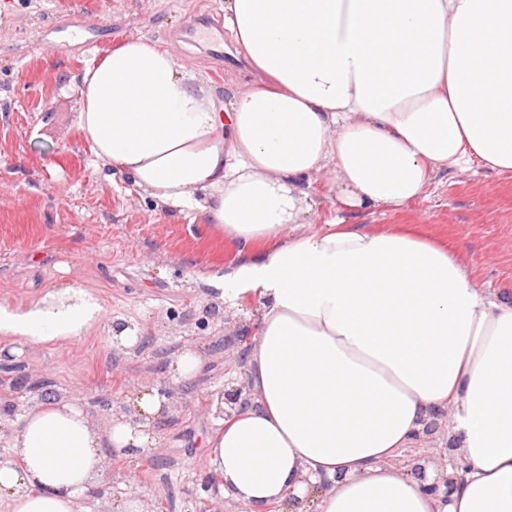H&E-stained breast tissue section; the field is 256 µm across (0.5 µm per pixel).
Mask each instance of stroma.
<instances>
[{"mask_svg": "<svg viewBox=\"0 0 512 512\" xmlns=\"http://www.w3.org/2000/svg\"><path fill=\"white\" fill-rule=\"evenodd\" d=\"M225 0H0V307L22 314L37 303H62L73 286L99 315L77 336L30 343L0 333L16 349L28 387L20 410L55 402L81 406L107 429L112 406L141 383L171 379L169 366L186 346L203 363L177 381L172 419L153 428L156 443L107 458L85 512H117L135 480L142 512H200L196 476L206 471L205 444L219 418L211 405L223 389H247V360L238 335L259 307L224 305V272L241 260L239 245L211 230L193 211L156 206L118 171L101 167L76 125L71 90L84 70L127 38L174 49L221 100L249 89L255 75L232 32L223 52L201 38ZM352 222L383 229L407 225L465 245L478 285L512 283V176L471 165L440 174L402 208L352 211ZM122 320L146 336L139 350L112 341Z\"/></svg>", "mask_w": 512, "mask_h": 512, "instance_id": "obj_1", "label": "stroma"}]
</instances>
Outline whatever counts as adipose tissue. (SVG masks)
Returning a JSON list of instances; mask_svg holds the SVG:
<instances>
[{"mask_svg":"<svg viewBox=\"0 0 512 512\" xmlns=\"http://www.w3.org/2000/svg\"><path fill=\"white\" fill-rule=\"evenodd\" d=\"M224 23L257 77L230 102L144 38L73 86L103 167L246 254L224 301L261 305L255 398L206 442L213 494L250 512L289 497L314 512H512V286H479L462 243L405 228L338 217L277 241L321 177L377 210L442 172L512 171V0H227ZM98 311L0 307V331L75 336ZM447 410L463 463L449 495L392 463ZM155 441L121 415L101 432L77 405H40L11 431L0 499L82 512L110 451Z\"/></svg>","mask_w":512,"mask_h":512,"instance_id":"1","label":"adipose tissue"}]
</instances>
